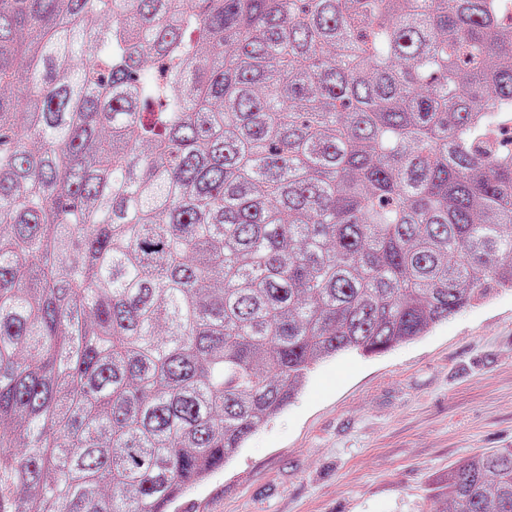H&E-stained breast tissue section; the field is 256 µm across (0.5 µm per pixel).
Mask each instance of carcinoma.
Returning <instances> with one entry per match:
<instances>
[{
	"label": "carcinoma",
	"mask_w": 512,
	"mask_h": 512,
	"mask_svg": "<svg viewBox=\"0 0 512 512\" xmlns=\"http://www.w3.org/2000/svg\"><path fill=\"white\" fill-rule=\"evenodd\" d=\"M511 7L0 0V512H168L512 288ZM434 512H512V448Z\"/></svg>",
	"instance_id": "1"
}]
</instances>
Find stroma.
<instances>
[{
  "instance_id": "1",
  "label": "stroma",
  "mask_w": 512,
  "mask_h": 512,
  "mask_svg": "<svg viewBox=\"0 0 512 512\" xmlns=\"http://www.w3.org/2000/svg\"><path fill=\"white\" fill-rule=\"evenodd\" d=\"M512 448V289L426 336L318 363L169 512H432L451 469Z\"/></svg>"
}]
</instances>
